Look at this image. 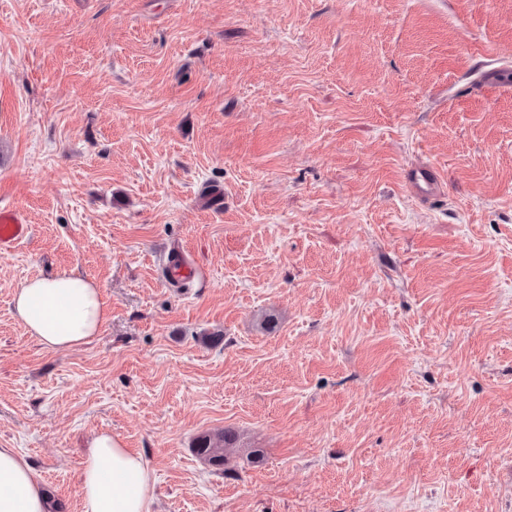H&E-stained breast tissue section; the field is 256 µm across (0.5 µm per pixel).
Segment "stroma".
I'll return each mask as SVG.
<instances>
[{"label":"stroma","instance_id":"obj_1","mask_svg":"<svg viewBox=\"0 0 512 512\" xmlns=\"http://www.w3.org/2000/svg\"><path fill=\"white\" fill-rule=\"evenodd\" d=\"M1 204L0 447L50 512L103 432L151 512H512V0H0ZM63 269L108 315L55 351L12 300ZM403 181L408 190L422 202L437 199L443 194V179L429 164L420 163L404 169ZM29 229V224L17 209L0 207V251L11 250L26 240ZM235 444V437L224 431L211 436L201 435L197 438L194 452L208 465L224 473L228 470L229 454Z\"/></svg>","mask_w":512,"mask_h":512}]
</instances>
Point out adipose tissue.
Returning <instances> with one entry per match:
<instances>
[{"label": "adipose tissue", "instance_id": "ef3b65f1", "mask_svg": "<svg viewBox=\"0 0 512 512\" xmlns=\"http://www.w3.org/2000/svg\"><path fill=\"white\" fill-rule=\"evenodd\" d=\"M13 308L28 333L49 350L88 344L107 317L101 288L74 270L25 281ZM80 479L85 512H149L150 467L111 434L92 440ZM0 512H48L40 475L13 448H0Z\"/></svg>", "mask_w": 512, "mask_h": 512}]
</instances>
